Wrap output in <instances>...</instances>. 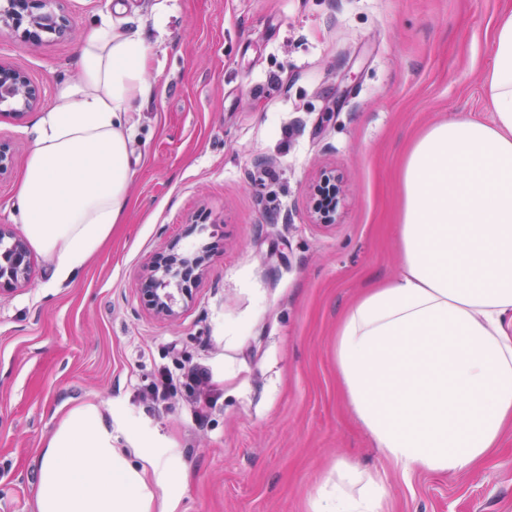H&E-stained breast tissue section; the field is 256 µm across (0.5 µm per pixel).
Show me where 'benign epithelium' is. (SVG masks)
Listing matches in <instances>:
<instances>
[{"label":"benign epithelium","mask_w":512,"mask_h":512,"mask_svg":"<svg viewBox=\"0 0 512 512\" xmlns=\"http://www.w3.org/2000/svg\"><path fill=\"white\" fill-rule=\"evenodd\" d=\"M57 0H0V31L21 32V38L32 45L43 41V35L62 37L71 32V24L63 11L53 7ZM41 99L40 90L13 66L0 61V107L20 119ZM8 247L0 252V295L29 281L31 251L27 240L6 225H0V241ZM196 265L192 253L171 252L150 262L149 274L142 291L150 297L154 314L162 319L177 316V307L187 297L182 287L186 270Z\"/></svg>","instance_id":"7a95c632"}]
</instances>
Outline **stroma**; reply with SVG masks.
I'll list each match as a JSON object with an SVG mask.
<instances>
[{
  "label": "stroma",
  "mask_w": 512,
  "mask_h": 512,
  "mask_svg": "<svg viewBox=\"0 0 512 512\" xmlns=\"http://www.w3.org/2000/svg\"><path fill=\"white\" fill-rule=\"evenodd\" d=\"M167 8L164 28L154 6ZM153 48L135 113L138 177L121 224L72 280L0 296V512H35L43 439L73 406L111 414L117 447L166 464L175 512H313L358 497L344 466L379 473L385 512H512V429L473 469L402 472L341 399L336 331L364 291L394 279L399 172L414 139L450 117L491 120L483 77L512 0H124ZM73 32L36 46L0 33V60L42 107L0 114L14 155L0 224L22 231L16 192L44 108L80 78L78 45L111 0H65ZM338 179L335 224L313 186ZM191 250L199 279L171 320L139 285L153 256ZM206 365V429L178 396L148 412L157 367Z\"/></svg>",
  "instance_id": "35a3bbf8"
}]
</instances>
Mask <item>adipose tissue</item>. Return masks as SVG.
Here are the masks:
<instances>
[{
    "label": "adipose tissue",
    "instance_id": "obj_1",
    "mask_svg": "<svg viewBox=\"0 0 512 512\" xmlns=\"http://www.w3.org/2000/svg\"><path fill=\"white\" fill-rule=\"evenodd\" d=\"M82 77L42 117L18 187L30 246L73 279L121 223L136 177L132 115L147 94L140 30L102 14ZM492 121L451 118L412 144L400 172V275L344 313L336 368L346 405L403 472L464 470L512 425V12L484 77ZM145 467L113 444L112 418L70 409L46 437L36 512H173Z\"/></svg>",
    "mask_w": 512,
    "mask_h": 512
}]
</instances>
